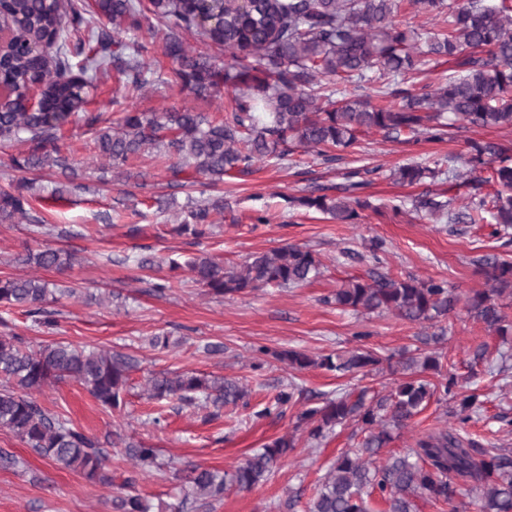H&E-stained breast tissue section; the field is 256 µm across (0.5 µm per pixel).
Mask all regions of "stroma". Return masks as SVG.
<instances>
[{"mask_svg": "<svg viewBox=\"0 0 512 512\" xmlns=\"http://www.w3.org/2000/svg\"><path fill=\"white\" fill-rule=\"evenodd\" d=\"M229 99L225 91L203 99L160 83L131 99L108 79L93 90L87 109L113 121L127 111L164 106L215 116ZM64 134L82 186L60 196L56 175L37 173L35 207L46 223H0V276H37L76 293L53 303L57 323L49 330L22 309L0 307V335L20 334L34 347L66 342L106 348L133 355L139 364L130 373L123 405L116 409L101 405L73 379L36 394L52 414L107 445L111 484L91 483L76 472L57 469L0 429V450L20 461L19 467L0 468V512H114L113 498L129 493L146 498L151 512H168V504L180 496L176 469L200 464L222 471L291 431L298 445L266 482L249 491L229 490L203 512H306L328 467L342 452L357 447L362 434L352 426L339 427L317 442L298 427V407L267 417L260 416V409L292 385L317 403L353 387L381 394L393 378L386 372L364 379L339 378L321 369L298 372L274 360L272 351L295 348L322 354L364 346L390 354L416 348L419 336L428 332L426 325L386 312L344 311L330 303V296L351 278L372 273L444 280L463 294L483 285L474 258L491 254L512 262V233L497 237L486 224H449L423 212L396 214L389 207L393 198L408 200L424 189L396 183L392 173L399 166L445 171L471 139L496 141L512 155V129L459 128L441 142H414L405 132L395 140L365 133L335 164L297 149L284 159L258 162L253 173L225 179L217 190L201 184L170 188V172L144 156L131 166L144 182L133 201L127 200L121 182L101 183V160L89 128L69 123ZM353 175L365 181L360 197L370 203L359 223L339 224L290 203L315 188L347 183ZM219 194L224 217L209 235L196 239L173 233V225L193 203ZM262 213L270 214L271 222L253 223V216ZM378 240L383 249H374ZM47 244L77 252L79 264L46 270L16 263L17 254ZM285 245L316 252L323 263L321 275L299 287L215 297L199 288L187 270L168 268L169 261L182 264L201 255L240 265L251 255ZM144 257L153 258L156 268H140ZM160 278L168 279L169 287L158 296L152 285ZM441 325L446 330L443 354L461 386L482 393L483 408L462 424L447 414L445 405L430 404L388 445V452H406L419 433L444 425L464 427L482 444L512 448V348L461 307ZM155 336L169 337V348L152 347ZM481 343L488 346V358L475 366L472 351ZM173 371L235 378L247 386L248 396L238 406L221 409L147 399L148 379ZM119 434L161 449L163 467L144 470L135 465L115 445Z\"/></svg>", "mask_w": 512, "mask_h": 512, "instance_id": "stroma-1", "label": "stroma"}]
</instances>
